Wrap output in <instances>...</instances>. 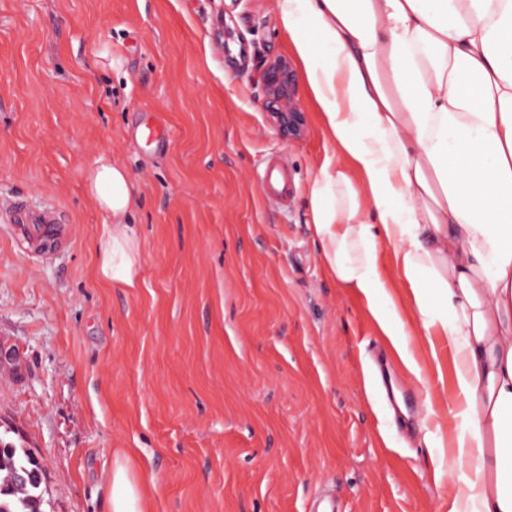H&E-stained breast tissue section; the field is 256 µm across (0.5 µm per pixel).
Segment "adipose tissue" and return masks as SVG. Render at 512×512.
I'll return each instance as SVG.
<instances>
[{"label": "adipose tissue", "mask_w": 512, "mask_h": 512, "mask_svg": "<svg viewBox=\"0 0 512 512\" xmlns=\"http://www.w3.org/2000/svg\"><path fill=\"white\" fill-rule=\"evenodd\" d=\"M332 144L310 192L321 264L356 290L418 384L414 322L448 344L457 402L449 454L465 468L448 512H512V0H275ZM106 218L104 285L139 273L136 187L111 154L83 173ZM409 288L406 318L382 253ZM109 512H145L129 457Z\"/></svg>", "instance_id": "ef3b65f1"}]
</instances>
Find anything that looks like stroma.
Listing matches in <instances>:
<instances>
[{
    "instance_id": "obj_1",
    "label": "stroma",
    "mask_w": 512,
    "mask_h": 512,
    "mask_svg": "<svg viewBox=\"0 0 512 512\" xmlns=\"http://www.w3.org/2000/svg\"><path fill=\"white\" fill-rule=\"evenodd\" d=\"M270 56L294 58L272 0H0V433L39 460L44 512H109L100 473L122 451L148 512H317L327 494L338 512L448 510V451L425 432L455 402L452 358L425 410L324 272L308 213L331 144L301 82L303 131L279 136ZM101 152L138 186L134 288L94 274L105 217L81 177ZM271 164L288 199L262 190ZM18 201L55 207L73 240L18 245Z\"/></svg>"
}]
</instances>
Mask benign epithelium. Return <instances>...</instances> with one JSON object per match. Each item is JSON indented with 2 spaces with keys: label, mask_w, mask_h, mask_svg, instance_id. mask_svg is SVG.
<instances>
[{
  "label": "benign epithelium",
  "mask_w": 512,
  "mask_h": 512,
  "mask_svg": "<svg viewBox=\"0 0 512 512\" xmlns=\"http://www.w3.org/2000/svg\"><path fill=\"white\" fill-rule=\"evenodd\" d=\"M260 81L265 112L283 139L295 138L304 123V114L295 96V71L282 58H266L260 61Z\"/></svg>",
  "instance_id": "benign-epithelium-1"
}]
</instances>
